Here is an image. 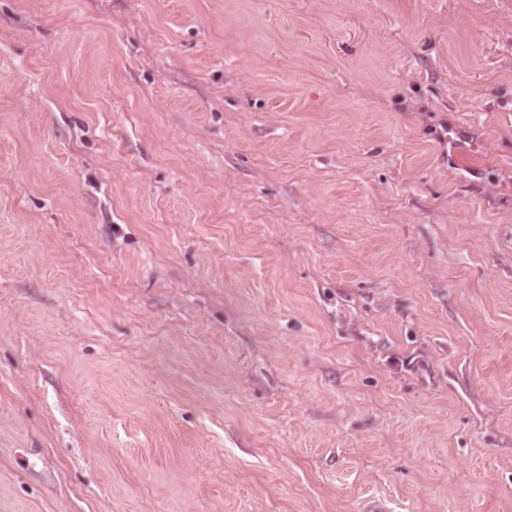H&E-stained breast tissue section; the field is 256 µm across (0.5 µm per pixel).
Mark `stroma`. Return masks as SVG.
<instances>
[{"instance_id": "stroma-1", "label": "stroma", "mask_w": 512, "mask_h": 512, "mask_svg": "<svg viewBox=\"0 0 512 512\" xmlns=\"http://www.w3.org/2000/svg\"><path fill=\"white\" fill-rule=\"evenodd\" d=\"M512 512V0H0V512Z\"/></svg>"}]
</instances>
